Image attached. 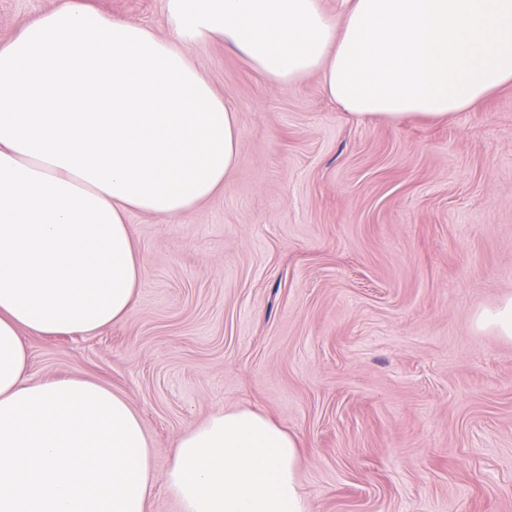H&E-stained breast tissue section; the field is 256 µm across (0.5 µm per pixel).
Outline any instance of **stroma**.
<instances>
[{
  "instance_id": "stroma-1",
  "label": "stroma",
  "mask_w": 512,
  "mask_h": 512,
  "mask_svg": "<svg viewBox=\"0 0 512 512\" xmlns=\"http://www.w3.org/2000/svg\"><path fill=\"white\" fill-rule=\"evenodd\" d=\"M58 0H0V42ZM171 37L163 0H92ZM238 111L224 191L129 218L145 284L122 322L29 336V373L102 383L139 413L158 477L209 414L262 412L302 445L314 512H512V86L438 121L358 122L312 75L266 83L189 51ZM481 327L492 328L498 336L512 340V296L506 297L493 309L482 312L477 318Z\"/></svg>"
}]
</instances>
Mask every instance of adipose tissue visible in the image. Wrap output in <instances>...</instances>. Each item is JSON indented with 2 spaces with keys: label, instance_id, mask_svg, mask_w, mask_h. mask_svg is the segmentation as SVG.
<instances>
[{
  "label": "adipose tissue",
  "instance_id": "adipose-tissue-1",
  "mask_svg": "<svg viewBox=\"0 0 512 512\" xmlns=\"http://www.w3.org/2000/svg\"><path fill=\"white\" fill-rule=\"evenodd\" d=\"M172 38L60 0L0 44V512H146L139 414L103 384L29 377L24 336L122 321L144 286L129 217L224 189L241 128L189 50L223 43L267 83L320 74L360 121L445 119L512 85V0H164ZM297 437L239 408L183 432L180 512H312Z\"/></svg>",
  "mask_w": 512,
  "mask_h": 512
}]
</instances>
